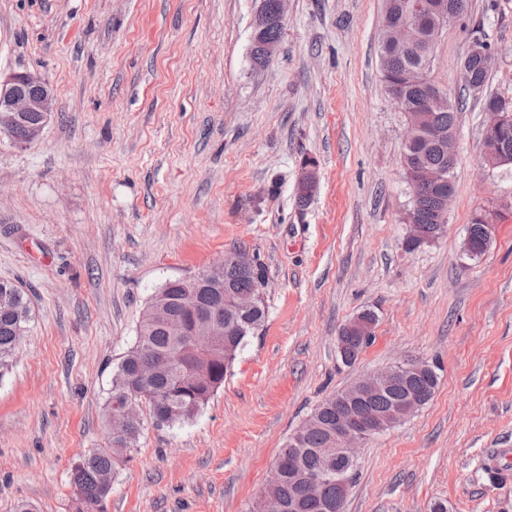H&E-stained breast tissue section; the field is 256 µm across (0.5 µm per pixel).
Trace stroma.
Instances as JSON below:
<instances>
[{"label":"stroma","mask_w":512,"mask_h":512,"mask_svg":"<svg viewBox=\"0 0 512 512\" xmlns=\"http://www.w3.org/2000/svg\"><path fill=\"white\" fill-rule=\"evenodd\" d=\"M429 76L458 95L479 37L488 91L512 97V0H467ZM258 0H0V75L39 73L58 109L20 148L0 134V281L30 318L0 378V512H78L70 483L108 445L112 374L152 294L242 246L268 317L182 424L145 420L103 512H247L325 396L406 357L434 363L419 412L359 451L345 512H512V209L480 261V209L512 201L484 161L480 96L460 114L441 238L406 252L405 117L380 75L383 0H288L267 67ZM318 189L299 205L304 159ZM374 311L352 365L340 328ZM500 209H505L504 201H502V203H500L498 207H495L494 209H484L480 212V217L484 221L483 227L487 234H489L490 231L493 229V226L496 223L498 211ZM482 224L483 223L479 219L478 215H474V217L471 220V224H469L466 229V235L469 231L471 232V240L474 247V252L472 255L465 254L470 253L469 238L467 237H464L465 240L463 243L462 252L471 261H479L482 258V256H484L491 243L492 236L490 237L485 234Z\"/></svg>","instance_id":"1"}]
</instances>
